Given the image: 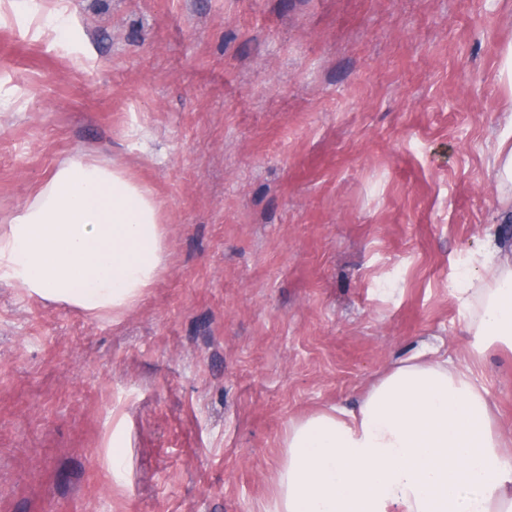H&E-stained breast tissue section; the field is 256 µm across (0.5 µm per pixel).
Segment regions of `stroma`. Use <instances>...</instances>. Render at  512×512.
<instances>
[{"label":"stroma","mask_w":512,"mask_h":512,"mask_svg":"<svg viewBox=\"0 0 512 512\" xmlns=\"http://www.w3.org/2000/svg\"><path fill=\"white\" fill-rule=\"evenodd\" d=\"M0 26V216L67 153L168 202L120 321L0 282V512H261L289 418L427 342L497 235L507 0H38ZM125 458L122 494L101 478ZM30 12L37 19L39 30L53 36L56 42L68 37L72 20L62 11L57 10L54 12L40 13L38 10L32 8Z\"/></svg>","instance_id":"stroma-1"}]
</instances>
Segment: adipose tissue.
I'll use <instances>...</instances> for the list:
<instances>
[{"mask_svg": "<svg viewBox=\"0 0 512 512\" xmlns=\"http://www.w3.org/2000/svg\"><path fill=\"white\" fill-rule=\"evenodd\" d=\"M493 166L497 221L512 223V46ZM164 204L144 178L78 152L0 219V281L92 318L121 317L166 269ZM465 360L422 346L370 380L357 403L291 418L264 512H512V430L475 374L512 362V246L489 242L454 288Z\"/></svg>", "mask_w": 512, "mask_h": 512, "instance_id": "1", "label": "adipose tissue"}]
</instances>
